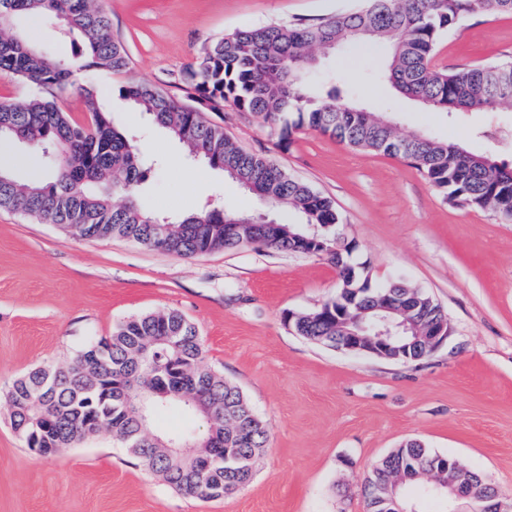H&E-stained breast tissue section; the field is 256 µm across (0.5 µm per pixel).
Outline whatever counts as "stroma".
Segmentation results:
<instances>
[{
  "label": "stroma",
  "mask_w": 512,
  "mask_h": 512,
  "mask_svg": "<svg viewBox=\"0 0 512 512\" xmlns=\"http://www.w3.org/2000/svg\"><path fill=\"white\" fill-rule=\"evenodd\" d=\"M364 0H102L129 68L98 72L115 125L157 160L140 195L159 215L224 199L244 212L259 201L221 172L204 179L183 150L113 95L144 82L182 97V74L202 50L236 30L344 13ZM321 69L355 80L380 69L381 52L322 51ZM436 67L512 63V17L477 11L438 41ZM367 111L400 135L426 131L469 151L512 161V109L434 112L369 85ZM224 132L330 197L336 233L372 286L401 280L445 310L450 336L430 357L402 364L345 354L289 329L291 312L319 308L339 281L317 256L263 245L187 258L121 237L88 239L0 209V512H365L362 482L401 444L418 440L455 456L512 497V222L446 200L397 157L355 151L317 131L280 148L261 117L226 110ZM175 310L198 329L205 362L237 385L271 433L252 480L218 500L171 488L106 431L34 455L11 428L7 392L29 370L70 361L88 340L133 316Z\"/></svg>",
  "instance_id": "stroma-1"
}]
</instances>
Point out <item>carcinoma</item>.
I'll use <instances>...</instances> for the list:
<instances>
[{"mask_svg": "<svg viewBox=\"0 0 512 512\" xmlns=\"http://www.w3.org/2000/svg\"><path fill=\"white\" fill-rule=\"evenodd\" d=\"M478 9L512 15V0H366L348 14L291 25L248 27L206 47L184 78L185 100L155 87L128 82L118 96L146 113L151 123L181 144L189 157L237 183L249 186L268 209L291 208L300 221L276 219L264 244L285 251L322 257L336 266L339 288H367L368 280L351 259L350 244L336 238L339 215L333 202L305 182L289 176L268 158L247 152L211 123L209 113L230 107L262 117L281 147L291 144L292 133L303 128L318 131L354 150L399 157L416 168L445 197L469 206L490 209L512 221V164L469 152L435 136L397 134L395 125L373 112L354 106L348 98L358 91L339 74L313 73L314 51L330 40H345L363 49L381 46L388 59L372 74L373 82L386 81L400 94L437 112H489L512 108V63L489 64L456 71L431 64L434 49L445 33ZM66 16L69 34L80 40L73 60L55 61L32 46V31L14 29L20 17L32 21ZM129 65L124 46L112 35L108 14L97 0H0V76L18 79L39 93L23 103L0 100V141L24 138L53 167L48 178L20 180L8 165L0 164V208L20 211L52 224L75 229L85 238L118 236L154 247L156 224H170L164 250L193 257L245 246L241 237L224 236V224L235 222L247 233L252 216L223 207L178 216H161L146 209L137 187L147 179L149 167L139 146L114 126L109 110L99 103L95 73L108 69L122 73ZM77 89L84 93L89 120L71 119L56 93ZM122 193L125 201L112 200ZM415 309L416 324L424 327L443 312L419 288L396 281L388 285ZM350 306L351 314L370 323L376 312L375 295ZM320 309L298 312L293 331L312 342L333 335L336 315L314 318ZM96 342L81 346L64 366L37 367L16 379L8 392L10 424L45 427L61 446L72 445L97 431L85 410L101 413L103 428L153 473L180 492L212 499L216 486L229 494L247 484L254 467H225L200 476L191 457H174L155 449V438L166 432L155 426L159 406L150 404L141 418L124 400L151 391L169 381L165 373L148 365L173 362L189 378L183 396L169 397L189 416L185 397H202L210 408L206 431L186 428L176 437L191 444L206 438L224 440L233 431L244 434L235 445L245 459H258L268 448L266 425L252 411L245 395L220 373L204 365V346L195 325L176 311L149 313L120 322L108 337L106 350L91 366ZM441 453L423 445L406 444L383 457L366 478L365 486L385 485L396 478L403 487L421 479L420 465Z\"/></svg>", "mask_w": 512, "mask_h": 512, "instance_id": "carcinoma-1", "label": "carcinoma"}]
</instances>
